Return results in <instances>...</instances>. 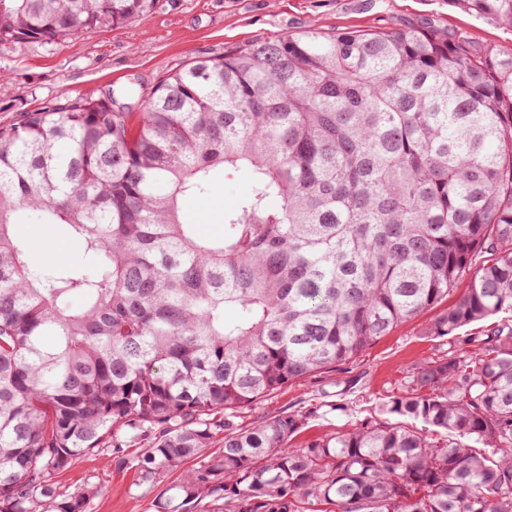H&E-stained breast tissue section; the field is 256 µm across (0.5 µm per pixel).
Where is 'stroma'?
Segmentation results:
<instances>
[{
    "instance_id": "35a3bbf8",
    "label": "stroma",
    "mask_w": 512,
    "mask_h": 512,
    "mask_svg": "<svg viewBox=\"0 0 512 512\" xmlns=\"http://www.w3.org/2000/svg\"><path fill=\"white\" fill-rule=\"evenodd\" d=\"M430 20L472 41L512 48V28L449 6L448 0H152L132 22L112 28L85 30L58 45L29 44L24 50L0 43V126L24 111L36 109L64 93L111 96L118 112L140 111L153 88L169 72L192 57L220 55L256 39H274L309 31L336 33L395 28ZM250 187L245 173L217 180L208 193L186 199L183 216L205 235L220 234L224 213ZM19 233L33 266L66 269L81 259L77 242L59 224L37 221L20 225ZM64 242L63 252L51 250ZM447 301L376 339L356 359L336 370L288 385L244 411L241 424L252 425L321 401L347 404L350 412L331 413L310 421L293 436L290 447L349 428L353 419L368 416L378 399L402 393L408 370L444 355L454 342L427 335L435 314ZM159 473L151 484L107 454H90L55 483L75 491L99 487L88 512H143L146 504L174 481Z\"/></svg>"
}]
</instances>
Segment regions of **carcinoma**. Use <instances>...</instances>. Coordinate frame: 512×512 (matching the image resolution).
Here are the masks:
<instances>
[{
    "label": "carcinoma",
    "instance_id": "cac0c4a2",
    "mask_svg": "<svg viewBox=\"0 0 512 512\" xmlns=\"http://www.w3.org/2000/svg\"><path fill=\"white\" fill-rule=\"evenodd\" d=\"M448 2L512 27V0ZM150 4L0 0V43ZM229 169L249 190L202 235L183 199ZM21 211L83 262L33 267ZM460 286L428 335L512 309V49L430 23L308 32L194 57L136 114L83 94L26 111L0 127V512H87L97 487L52 479L93 453L143 483L182 470L146 512H512L509 324L345 431L286 448L348 411L328 401L236 423Z\"/></svg>",
    "mask_w": 512,
    "mask_h": 512
}]
</instances>
